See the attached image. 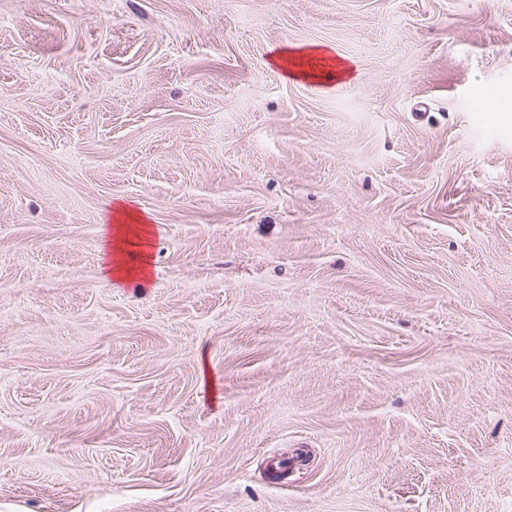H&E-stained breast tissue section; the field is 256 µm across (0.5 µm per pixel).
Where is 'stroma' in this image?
<instances>
[{
    "mask_svg": "<svg viewBox=\"0 0 512 512\" xmlns=\"http://www.w3.org/2000/svg\"><path fill=\"white\" fill-rule=\"evenodd\" d=\"M0 512H512V0H0ZM304 60H317L329 64L330 67L336 70V78L338 79L353 74L352 66L339 58L335 49L330 46L312 44V47H298L295 50L280 51L273 58L274 63L281 68L287 78L316 79L318 76L315 71L304 67ZM110 210L113 211V224L111 214L106 238L109 258L107 273L113 277L117 286L119 283L133 281L146 282L149 264L146 252L148 220L121 202H117ZM130 247L137 248L138 264L134 266H130L126 259L131 254Z\"/></svg>",
    "mask_w": 512,
    "mask_h": 512,
    "instance_id": "stroma-1",
    "label": "stroma"
}]
</instances>
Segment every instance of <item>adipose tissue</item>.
<instances>
[{
    "instance_id": "adipose-tissue-1",
    "label": "adipose tissue",
    "mask_w": 512,
    "mask_h": 512,
    "mask_svg": "<svg viewBox=\"0 0 512 512\" xmlns=\"http://www.w3.org/2000/svg\"><path fill=\"white\" fill-rule=\"evenodd\" d=\"M317 60L335 69L337 78L352 75L353 68L339 58L333 47L312 45L275 54L273 61L290 78L314 77L308 69L310 61ZM113 222L107 236L108 273L115 283H126L147 279L148 254L146 247L148 220L129 206L119 203L113 206Z\"/></svg>"
}]
</instances>
